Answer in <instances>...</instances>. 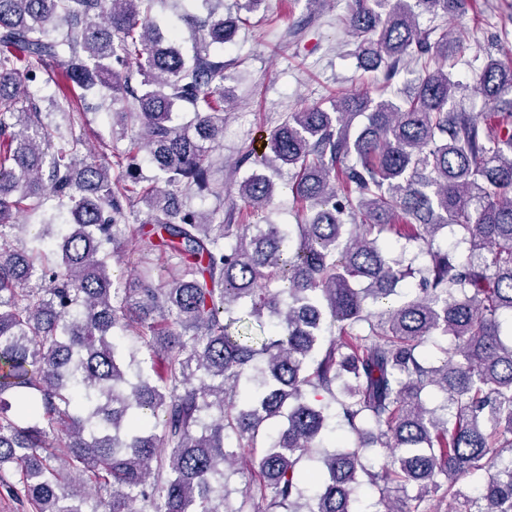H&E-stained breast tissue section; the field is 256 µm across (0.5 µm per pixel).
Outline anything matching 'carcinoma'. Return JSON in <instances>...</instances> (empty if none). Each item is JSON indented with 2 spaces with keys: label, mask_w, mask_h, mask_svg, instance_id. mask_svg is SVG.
Here are the masks:
<instances>
[{
  "label": "carcinoma",
  "mask_w": 512,
  "mask_h": 512,
  "mask_svg": "<svg viewBox=\"0 0 512 512\" xmlns=\"http://www.w3.org/2000/svg\"><path fill=\"white\" fill-rule=\"evenodd\" d=\"M457 2L357 0L360 64H441L398 103L338 91L329 112L287 113L263 154L239 158L238 194L259 215L279 193L267 171L292 167L309 216L226 224L183 198L224 203L213 152L233 101L211 48L234 43L238 19L210 12L187 59L153 0H0L1 489L29 512H357L365 474L382 512H429L479 472L467 512H512V60L473 74L485 111L448 108L459 85L444 61L464 43L430 41L418 16ZM40 79L61 91L65 126L44 122ZM96 87L129 101L115 176L75 134L88 106L67 91ZM136 199L148 230L130 222ZM50 200L69 222L28 234L18 216ZM450 227L462 260L438 243ZM438 340L450 345L420 353ZM333 419L356 442L303 470ZM246 452L257 479L231 506L224 468ZM392 483L417 493L390 501Z\"/></svg>",
  "instance_id": "carcinoma-1"
}]
</instances>
